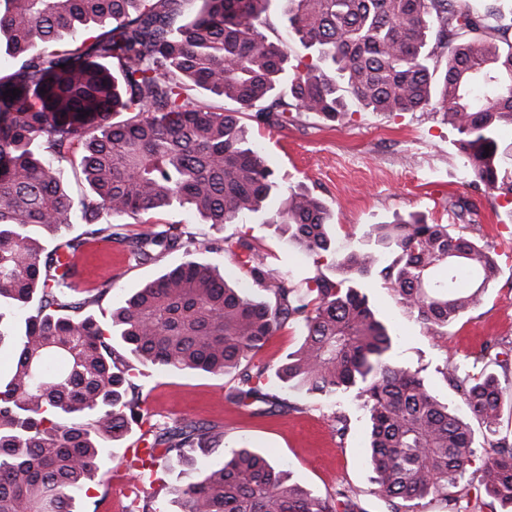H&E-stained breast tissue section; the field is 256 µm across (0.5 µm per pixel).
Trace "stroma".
Returning <instances> with one entry per match:
<instances>
[{
  "label": "stroma",
  "mask_w": 512,
  "mask_h": 512,
  "mask_svg": "<svg viewBox=\"0 0 512 512\" xmlns=\"http://www.w3.org/2000/svg\"><path fill=\"white\" fill-rule=\"evenodd\" d=\"M249 138L261 145L268 166L283 187H302L319 197L332 213L330 235L341 248L358 246L371 225L419 212L434 224H456L465 233L493 247L499 255L500 276L480 303L435 337L414 318L400 312L386 282L372 276L366 294L393 335V356L419 371L440 399L459 404V396L442 377L444 360L458 363L484 354L486 363H512V197L474 188L457 149L458 134L440 110L373 112L352 106L342 124L310 112H293L285 127H270L245 119ZM466 201L457 216L449 200ZM160 224H183L193 232L200 259L237 276L234 259L210 250L215 240L242 235L270 255L271 263L296 278L323 272L335 277L333 254L312 259L287 246L263 215H250L234 224L212 225L186 208L154 213ZM172 253L151 265H138L117 244L86 246L77 257L83 286L111 282L112 289L95 307L102 322L136 288L179 264ZM135 382L142 390L141 412L148 423L192 422L212 427L226 443L243 442L284 464L294 478L314 494L333 497L349 487L357 491L367 512H386L375 492L373 472L366 460L370 423L352 403H342L350 427L338 437L330 418L332 407L308 399L293 409L267 416L233 404L226 395L234 381L228 376L200 372L175 373L144 368ZM130 438L113 442L111 458L101 468L84 498V512H134L147 498L171 500L177 489L194 482L197 469L166 462L160 482L138 483L126 466Z\"/></svg>",
  "instance_id": "obj_1"
}]
</instances>
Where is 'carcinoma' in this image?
Masks as SVG:
<instances>
[{
  "label": "carcinoma",
  "mask_w": 512,
  "mask_h": 512,
  "mask_svg": "<svg viewBox=\"0 0 512 512\" xmlns=\"http://www.w3.org/2000/svg\"><path fill=\"white\" fill-rule=\"evenodd\" d=\"M0 0V512H79L110 444L141 420L129 359L174 372L234 374L227 398L265 416L285 395L349 398L371 423L367 458L388 512H414L441 496L449 512L468 468L491 512H512V443L492 440L476 458L471 420L499 433L508 393L488 366L446 363L441 374L464 413L441 401L416 370L396 363L392 335L361 282L379 274L400 306L436 335L448 333L498 279L496 254L451 224L411 213L375 224L367 247L338 252L330 211L307 190H285L241 122L285 126L290 112L343 122L352 102L373 112L443 110L475 187L512 195V9L503 0H283L288 37L264 33L272 0ZM315 60L304 62V52ZM20 90L18 96L9 94ZM205 92L231 104L212 111ZM117 112H130L112 121ZM77 164L88 191L75 200L58 165ZM188 207L209 224L261 213L308 255H335L338 278L301 282L274 267L247 238L213 250L235 257L258 297L193 258L180 224L137 233L112 217ZM71 224L83 239H67ZM98 240L139 265L180 252L186 260L112 310L91 307L112 287L79 288L73 259ZM303 328L299 347L269 379L252 359L284 324ZM147 456L128 467L154 483L160 461L199 464L172 512H365L350 488L321 498L246 445L223 448L203 425L151 426Z\"/></svg>",
  "instance_id": "1"
}]
</instances>
